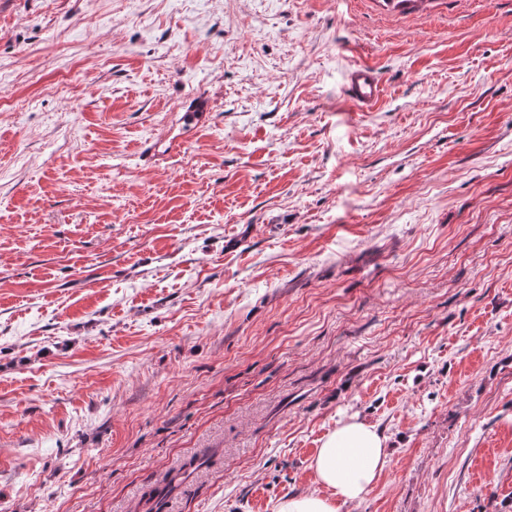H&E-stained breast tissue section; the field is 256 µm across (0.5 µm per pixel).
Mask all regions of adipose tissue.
<instances>
[{"mask_svg":"<svg viewBox=\"0 0 512 512\" xmlns=\"http://www.w3.org/2000/svg\"><path fill=\"white\" fill-rule=\"evenodd\" d=\"M387 440L350 418L328 434L310 464L315 492L282 500L276 512H343L372 489L388 464Z\"/></svg>","mask_w":512,"mask_h":512,"instance_id":"obj_1","label":"adipose tissue"}]
</instances>
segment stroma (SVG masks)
Instances as JSON below:
<instances>
[{
  "label": "stroma",
  "mask_w": 512,
  "mask_h": 512,
  "mask_svg": "<svg viewBox=\"0 0 512 512\" xmlns=\"http://www.w3.org/2000/svg\"><path fill=\"white\" fill-rule=\"evenodd\" d=\"M352 416L348 512H512V0H0V512H276ZM347 81L351 98L357 105L372 106L380 100L381 85L368 67L355 66L348 73ZM205 462L204 458L201 457H193L185 462L182 466V472H178L174 475H170L166 478V483L163 489H155L148 495L147 501H152L155 497H159V495L163 493L171 492L175 487L178 486L186 477H188L193 471L203 465Z\"/></svg>",
  "instance_id": "stroma-1"
}]
</instances>
